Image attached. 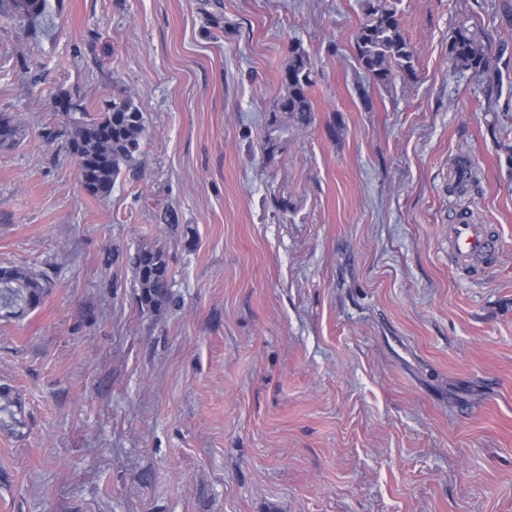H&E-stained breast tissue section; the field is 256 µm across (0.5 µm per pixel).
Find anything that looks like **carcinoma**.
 Masks as SVG:
<instances>
[{
	"mask_svg": "<svg viewBox=\"0 0 512 512\" xmlns=\"http://www.w3.org/2000/svg\"><path fill=\"white\" fill-rule=\"evenodd\" d=\"M47 0H7L4 12L12 17L35 20L43 15ZM358 61L373 82L388 84L397 76L415 74L414 53L403 35L394 0H372L368 19L356 36ZM492 45L469 28L455 29L448 43V60L453 71L475 76L489 73ZM315 78L309 56L301 43L290 46L288 62L280 72V93L275 98L267 123L265 149L274 151L277 142L293 129H305L315 121L311 88ZM64 112H79L64 132L78 161L79 180L91 196L111 195L121 175L141 165L147 118L129 96L115 95L96 116L72 98L57 97ZM24 129L15 119L0 114V147L20 142ZM141 310L159 312L171 302L170 263L165 248L157 242L138 247L131 258ZM47 275L29 268L0 267V313L20 315L38 308L48 294Z\"/></svg>",
	"mask_w": 512,
	"mask_h": 512,
	"instance_id": "carcinoma-1",
	"label": "carcinoma"
}]
</instances>
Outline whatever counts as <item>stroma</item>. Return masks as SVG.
<instances>
[{
  "label": "stroma",
  "mask_w": 512,
  "mask_h": 512,
  "mask_svg": "<svg viewBox=\"0 0 512 512\" xmlns=\"http://www.w3.org/2000/svg\"><path fill=\"white\" fill-rule=\"evenodd\" d=\"M48 3L0 16V113L25 129L0 148V266L53 280L0 318V512H512V0H397L415 74L386 85L355 52L367 0ZM462 24L489 75L453 72ZM294 42L316 119L270 152ZM61 92L147 117L108 198L45 138ZM461 210L499 260L455 264ZM137 302L141 310L159 312L171 302L170 263L164 246L148 242L138 247L131 258Z\"/></svg>",
  "instance_id": "1"
}]
</instances>
